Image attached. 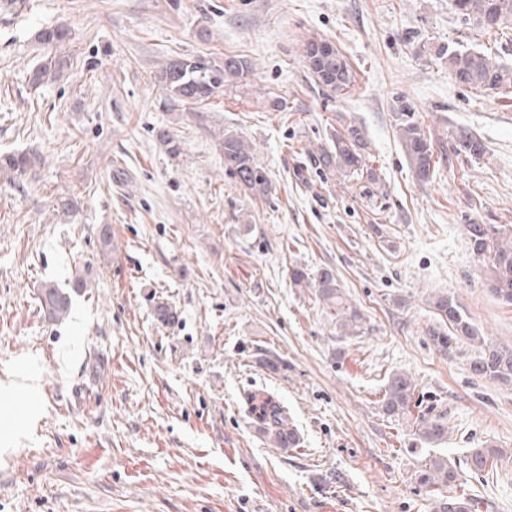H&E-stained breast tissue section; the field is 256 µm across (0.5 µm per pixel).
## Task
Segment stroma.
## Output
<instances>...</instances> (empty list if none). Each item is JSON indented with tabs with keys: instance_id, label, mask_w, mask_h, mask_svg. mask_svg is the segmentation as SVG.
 <instances>
[{
	"instance_id": "stroma-1",
	"label": "stroma",
	"mask_w": 512,
	"mask_h": 512,
	"mask_svg": "<svg viewBox=\"0 0 512 512\" xmlns=\"http://www.w3.org/2000/svg\"><path fill=\"white\" fill-rule=\"evenodd\" d=\"M26 3L0 6V152L43 158L22 181L0 177V406L26 405L0 424V512H435L443 493L416 472L486 446L506 454L464 468L463 483L477 512H512V386L472 376L473 342L444 354L429 340L444 295L485 343L512 348V306L485 288L467 232L512 225V105L459 86L430 53L462 45L512 67V29L487 33L450 0ZM58 24L73 33L70 66L32 89L36 33ZM312 37L349 60V93L310 78ZM227 55L250 63L241 82L201 108L167 104L168 59ZM401 99L433 139L431 181L396 137ZM342 120L368 142L369 190L309 166ZM461 129L482 157L458 151ZM227 133L252 144L272 196L252 198L225 171ZM61 195L76 214H57ZM296 267L332 268L363 333L345 334L315 288L295 286ZM77 274L86 291L49 323L38 288ZM163 303L177 310L168 324ZM265 354L284 369H264ZM394 371L421 402L400 417L382 409ZM259 390L287 408L296 450L251 423ZM424 412L447 416V443L419 441Z\"/></svg>"
}]
</instances>
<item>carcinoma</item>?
Listing matches in <instances>:
<instances>
[{"mask_svg": "<svg viewBox=\"0 0 512 512\" xmlns=\"http://www.w3.org/2000/svg\"><path fill=\"white\" fill-rule=\"evenodd\" d=\"M451 8L465 21L472 22L487 32L497 31L504 24H512V0H451ZM38 41L49 53L28 73V83L37 89L63 75L70 58L62 54V47L72 40L67 27L52 26L37 32ZM436 59L448 67V74L455 82L471 90L493 91L500 97L512 100V68H505L492 61L490 54L474 48L440 46L435 50ZM304 59L309 72L319 83L341 93L353 86L355 75L352 67L338 48L329 40L312 38L305 44ZM251 64L238 56L224 60L202 58L173 59L161 68L158 81L165 90L170 105L197 107L210 100L226 83H236L249 72ZM394 129L413 173L421 181L432 178L436 168L432 140L419 124L416 108L408 101H400L393 112ZM224 167L231 171L245 191L254 197H265L272 192V183L256 161L253 147L241 136L226 134L222 143ZM315 168L349 175H364L366 180L377 181L375 169L370 166L367 142L361 129L354 124L342 126L331 133L327 146L312 154ZM43 164L35 151H17L0 155V173L10 174L14 181L34 173ZM468 233L472 250L482 258L489 271V291L499 299L512 303V225L470 224ZM323 301L335 309L337 322L348 332L359 333L365 317L357 307L348 305L335 274L328 268L321 269L315 279ZM39 307L44 318L58 322L66 318L71 307L70 293L53 283L39 289ZM434 309L442 326L430 331L433 345L442 353L464 339L481 345L477 358L471 362L475 376L491 378L502 383H512V350L484 344L474 326L463 316L448 297L435 300ZM416 384L404 372H394L387 378L383 405L388 415L409 412L414 402ZM248 415L270 444L287 454L301 444L297 429L288 423L285 408L267 392L251 395ZM420 441L427 444L441 443L448 439V419L441 415L430 419L420 417L416 428ZM503 456L499 448H481L470 458V466L483 471ZM457 465L445 456L428 460L417 474V484L422 488H448V499L440 503L439 512H475V500L460 482Z\"/></svg>", "mask_w": 512, "mask_h": 512, "instance_id": "1", "label": "carcinoma"}]
</instances>
